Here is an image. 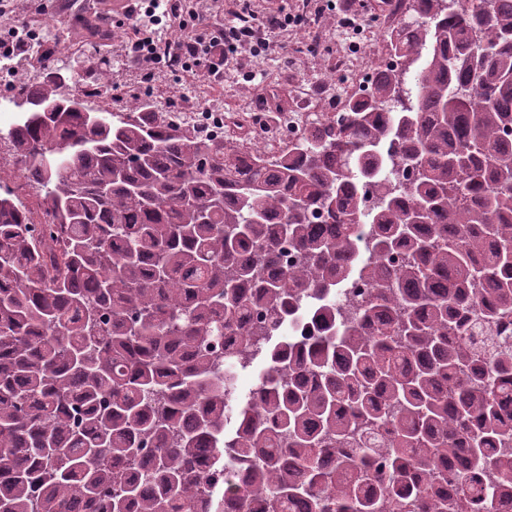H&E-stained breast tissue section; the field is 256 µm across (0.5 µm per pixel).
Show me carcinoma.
<instances>
[{
    "label": "carcinoma",
    "instance_id": "1",
    "mask_svg": "<svg viewBox=\"0 0 512 512\" xmlns=\"http://www.w3.org/2000/svg\"><path fill=\"white\" fill-rule=\"evenodd\" d=\"M400 2L398 68L271 161L146 95L84 111L94 42L39 55L14 103L56 111H21L13 164L58 223L0 192V512L512 506V0ZM304 298L317 334L272 343Z\"/></svg>",
    "mask_w": 512,
    "mask_h": 512
}]
</instances>
